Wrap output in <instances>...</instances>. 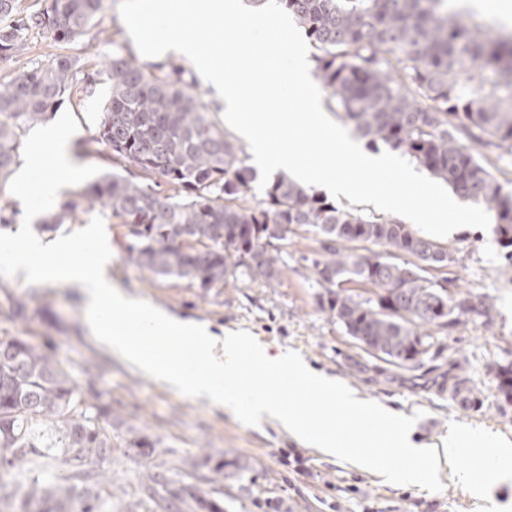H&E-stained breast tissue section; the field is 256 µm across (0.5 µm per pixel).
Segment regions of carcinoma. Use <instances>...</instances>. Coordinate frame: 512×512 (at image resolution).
Returning a JSON list of instances; mask_svg holds the SVG:
<instances>
[{
  "mask_svg": "<svg viewBox=\"0 0 512 512\" xmlns=\"http://www.w3.org/2000/svg\"><path fill=\"white\" fill-rule=\"evenodd\" d=\"M103 0H51L40 15L18 16L17 0H0V58L22 46L32 27L59 42L79 38ZM319 50L316 76L331 101L374 146L410 157L463 199L493 213L512 262V191L491 168L512 158V37L448 16L446 0H279ZM75 60L0 80V178L6 177L21 125L39 120L76 92ZM480 71L473 85L461 75ZM110 97L96 142L135 173L106 174L80 192L89 208L136 229L128 259L159 278L208 291L242 277L270 282L282 271L278 242L299 230L320 236L313 261L319 305L374 357L401 368L421 365L428 327H453L476 305L435 287L425 264L448 266V249L403 224L341 210L324 196L280 176L264 196L219 126L176 67L156 73L132 58L107 64ZM168 186L161 195L157 187ZM67 202L49 230L76 219ZM384 251L377 253L373 247ZM370 288L366 298L349 288ZM60 458L67 474L34 477L21 512H112V479L100 464L112 435L95 423L56 357L21 336L0 338V473L29 457ZM154 509L182 512L188 500L224 512L195 485L170 490L148 473L141 484Z\"/></svg>",
  "mask_w": 512,
  "mask_h": 512,
  "instance_id": "cac0c4a2",
  "label": "carcinoma"
}]
</instances>
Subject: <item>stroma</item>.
<instances>
[{"mask_svg": "<svg viewBox=\"0 0 512 512\" xmlns=\"http://www.w3.org/2000/svg\"><path fill=\"white\" fill-rule=\"evenodd\" d=\"M118 7L119 0H103L101 11L73 43H58L35 28L20 51L0 58V78L5 79L48 67L63 54L75 59L73 74L82 92L63 98L46 120L72 111L79 124L72 152L79 164L98 165L107 173L113 161L94 140L110 95L105 66L112 56L137 53ZM96 215L105 220L112 251L107 272L134 295L182 318L249 331L270 352H298L361 397L416 416L415 441L437 445L453 422L512 441V401L501 393L494 373L496 367L512 365V264L504 259L494 231L471 227L444 240L453 260L441 274L468 294L475 308L455 327L434 333L421 366L407 370L371 356L320 308L312 261L320 257L321 246L314 235L289 237L282 247L283 271L272 284L243 279L205 292L185 280L151 277L129 262L126 229L108 219L103 208L78 213L57 232L71 234ZM4 336L47 345L96 422L111 424L114 451L108 467L125 491L113 498L112 512L139 498V478L149 471L174 487L198 485L205 497L223 500L224 512H479L481 507L464 492L447 460L439 462L441 491L390 485L371 470L300 446L276 423L249 426L230 411L162 386L97 341L75 287L33 286L0 275ZM451 372L467 379L470 404L449 392ZM135 434L146 436L151 448H125V439ZM219 462L223 479L204 482Z\"/></svg>", "mask_w": 512, "mask_h": 512, "instance_id": "1", "label": "stroma"}]
</instances>
